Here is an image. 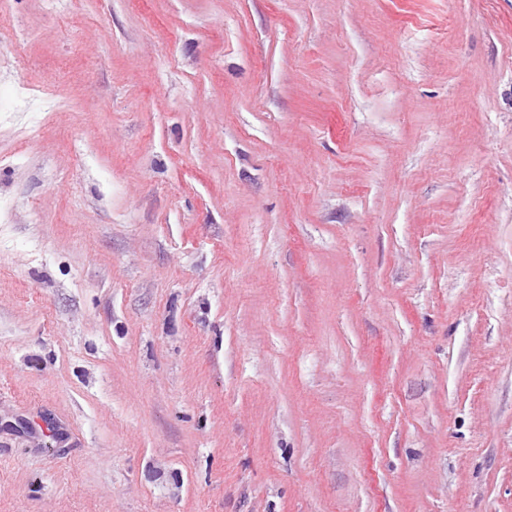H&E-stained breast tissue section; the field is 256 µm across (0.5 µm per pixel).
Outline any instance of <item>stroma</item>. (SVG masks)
<instances>
[{"mask_svg":"<svg viewBox=\"0 0 512 512\" xmlns=\"http://www.w3.org/2000/svg\"><path fill=\"white\" fill-rule=\"evenodd\" d=\"M0 512H512V0H10Z\"/></svg>","mask_w":512,"mask_h":512,"instance_id":"35a3bbf8","label":"stroma"}]
</instances>
